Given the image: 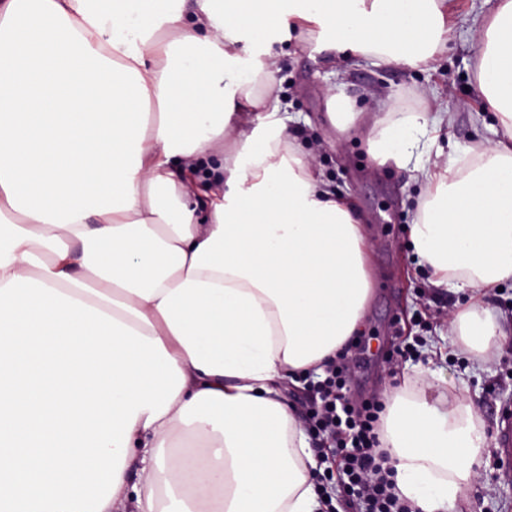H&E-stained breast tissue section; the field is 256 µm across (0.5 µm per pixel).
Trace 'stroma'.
Returning a JSON list of instances; mask_svg holds the SVG:
<instances>
[{
    "label": "stroma",
    "mask_w": 512,
    "mask_h": 512,
    "mask_svg": "<svg viewBox=\"0 0 512 512\" xmlns=\"http://www.w3.org/2000/svg\"><path fill=\"white\" fill-rule=\"evenodd\" d=\"M484 0H461L449 19L448 42L431 65L409 68L364 60L334 48L330 35L292 30L290 37L243 41L242 59L275 61V80L252 83L253 92L273 91L287 105L288 131L314 173L349 196L371 249L372 295L359 328L346 347L352 365L348 393L387 403L401 391L428 397L466 399L477 411L488 444H495L501 417L512 409V343L480 363L449 335L448 318L467 296L434 287L427 262L414 250L409 226L427 195L426 167H444L451 154H473L502 137L479 92L476 57L481 34L473 18ZM351 99L360 117L339 132L327 113L329 95ZM444 106L448 126L440 134H416L406 158L379 162L368 152L374 121L389 109L432 112ZM412 349L395 364L385 359L401 343ZM459 512H512V474L489 458L458 503Z\"/></svg>",
    "instance_id": "35a3bbf8"
}]
</instances>
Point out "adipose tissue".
<instances>
[{
    "label": "adipose tissue",
    "mask_w": 512,
    "mask_h": 512,
    "mask_svg": "<svg viewBox=\"0 0 512 512\" xmlns=\"http://www.w3.org/2000/svg\"><path fill=\"white\" fill-rule=\"evenodd\" d=\"M481 15L477 83L504 130L425 169L410 226L477 361L512 339V0ZM456 0H0V512H319L284 394L362 317L368 239L289 142L276 22L410 65ZM419 112L374 123L401 160ZM383 442L413 512H453L486 438L458 400L396 394ZM503 287L502 292L498 288ZM484 305L495 315H503L512 323V282H504L492 288H484Z\"/></svg>",
    "instance_id": "1"
}]
</instances>
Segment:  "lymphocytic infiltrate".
<instances>
[{"label": "lymphocytic infiltrate", "instance_id": "1", "mask_svg": "<svg viewBox=\"0 0 512 512\" xmlns=\"http://www.w3.org/2000/svg\"><path fill=\"white\" fill-rule=\"evenodd\" d=\"M313 388L307 422L325 447L336 451V474L344 492L359 500L365 512H412L393 492L387 453L378 448L381 405L352 404L346 396L347 363L338 359Z\"/></svg>", "mask_w": 512, "mask_h": 512}]
</instances>
